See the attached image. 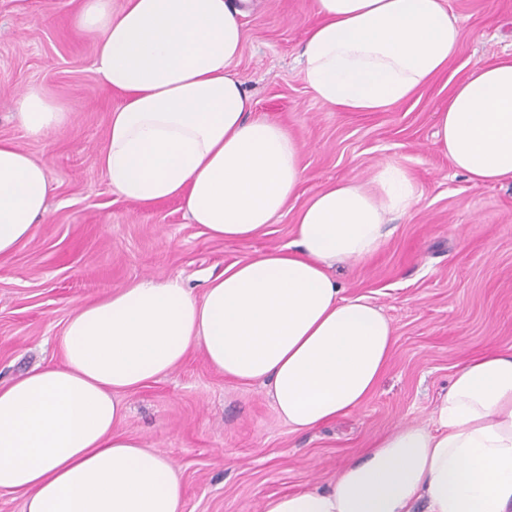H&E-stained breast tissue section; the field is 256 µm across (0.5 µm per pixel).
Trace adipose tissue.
Returning a JSON list of instances; mask_svg holds the SVG:
<instances>
[{"label": "adipose tissue", "mask_w": 512, "mask_h": 512, "mask_svg": "<svg viewBox=\"0 0 512 512\" xmlns=\"http://www.w3.org/2000/svg\"><path fill=\"white\" fill-rule=\"evenodd\" d=\"M251 0H84L95 70L121 105L99 166L143 204L178 199L212 237L266 232L304 179L300 144L256 114L236 74ZM303 42L319 101L377 112L444 73L461 36L448 0H315ZM34 138L64 125L40 91L18 102ZM435 143L476 186L512 182V58L473 67L436 114ZM47 166L0 140V258L46 214ZM398 165L371 185L343 179L311 195L296 243L212 278L201 298L178 281L143 280L85 304L66 323L62 360L0 386V491L25 512H183L174 465L118 432L121 393L201 351L225 378L260 384L279 417L313 431L360 407L389 363L394 327L366 297L344 295L336 265L369 258L388 217L418 201ZM512 512V353L458 365L427 424L393 429L324 489L272 495L264 512Z\"/></svg>", "instance_id": "adipose-tissue-1"}]
</instances>
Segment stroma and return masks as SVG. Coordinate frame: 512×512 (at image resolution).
<instances>
[{
	"mask_svg": "<svg viewBox=\"0 0 512 512\" xmlns=\"http://www.w3.org/2000/svg\"><path fill=\"white\" fill-rule=\"evenodd\" d=\"M80 0H0V139L46 163L48 213L0 260V384L61 358L60 337L83 304L137 281L176 280L194 297L228 265L294 243L298 202L265 236L211 237L178 201L115 194L98 156L120 96L94 67L96 43L76 27ZM461 25L445 74L380 112H342L314 98L300 50L314 0H262L242 19L236 71L259 112L301 145L302 197L343 178L369 183L395 162L419 191L392 216L368 260L332 269L345 295L368 297L395 329L388 368L358 409L311 432L292 431L257 385L224 378L194 352L168 376L124 393L123 434L178 469L184 512H263L268 496L319 489L379 436L425 424L470 354L512 347V183L476 186L435 146V111L477 62L512 54V0H448ZM38 88L69 114L39 138L17 100Z\"/></svg>",
	"mask_w": 512,
	"mask_h": 512,
	"instance_id": "1",
	"label": "stroma"
}]
</instances>
